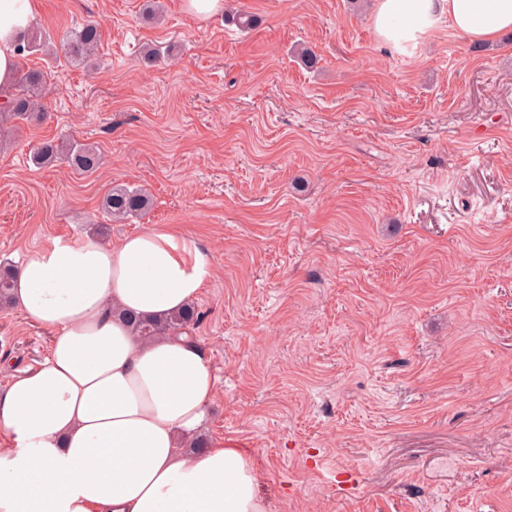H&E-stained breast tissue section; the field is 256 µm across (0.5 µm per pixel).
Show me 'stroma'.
<instances>
[{
    "label": "stroma",
    "instance_id": "stroma-1",
    "mask_svg": "<svg viewBox=\"0 0 512 512\" xmlns=\"http://www.w3.org/2000/svg\"><path fill=\"white\" fill-rule=\"evenodd\" d=\"M160 2L148 21L145 0H41L52 40L102 39L92 68L19 58L48 76L37 119L0 114V263L146 190L104 242L175 225L209 255L199 432L243 449L268 512H512V33L478 49L441 23L396 47L374 0H230L260 16L247 32ZM151 42L172 52L147 69ZM50 139L101 167L36 165ZM49 345L0 309L11 372ZM151 206L149 194L142 189L114 186L101 202L103 212L110 221L119 222L147 211Z\"/></svg>",
    "mask_w": 512,
    "mask_h": 512
}]
</instances>
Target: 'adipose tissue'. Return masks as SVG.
I'll use <instances>...</instances> for the list:
<instances>
[{"mask_svg": "<svg viewBox=\"0 0 512 512\" xmlns=\"http://www.w3.org/2000/svg\"><path fill=\"white\" fill-rule=\"evenodd\" d=\"M35 0H0V87L15 76ZM447 19L475 42L512 32V0H377L394 44ZM211 271L176 228L106 246L56 238L28 255L13 304L51 342L38 366L0 388V512H267L258 476L234 446L186 452L216 395L190 334L136 336L124 313L162 319L191 304Z\"/></svg>", "mask_w": 512, "mask_h": 512, "instance_id": "obj_1", "label": "adipose tissue"}]
</instances>
